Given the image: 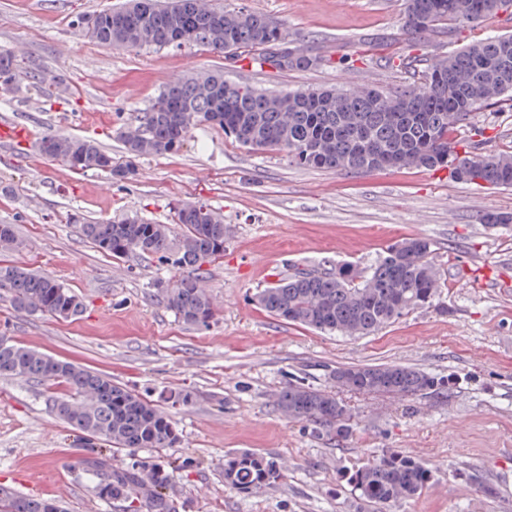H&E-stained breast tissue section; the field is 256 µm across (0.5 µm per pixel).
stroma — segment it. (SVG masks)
Wrapping results in <instances>:
<instances>
[{"instance_id": "stroma-1", "label": "stroma", "mask_w": 512, "mask_h": 512, "mask_svg": "<svg viewBox=\"0 0 512 512\" xmlns=\"http://www.w3.org/2000/svg\"><path fill=\"white\" fill-rule=\"evenodd\" d=\"M123 0H0V49L64 78L49 87L0 92V117L25 124L33 143L0 146V221L20 242L0 261L53 276L72 288L84 312L72 321L19 316L0 291V335L100 371L148 398L173 388L194 392L172 409L173 448L118 452L126 465L178 462L168 489L177 512H375L347 479L374 455L398 450L433 472L419 495L382 512H512V225L482 222L512 212V188L460 182L448 168L369 173L301 168L275 152H250L222 129L194 126L175 154L140 159L134 180L73 171L43 157L35 141L50 132L90 136L120 158L117 130L167 84L220 69L257 88L380 87L405 80V56L436 59L474 39L512 32L501 13L478 28L411 42L400 26L405 0H213L227 10L266 13L321 65L278 73L250 54L228 59L197 47L126 51L81 36L78 15ZM457 151L512 150V103L473 112L455 128ZM176 200L224 213V257L205 282L214 315L183 324L154 283L170 270L100 254L66 221H101L133 211L169 222ZM431 243L441 274L432 305L371 336L341 337L275 319L254 297L295 266L342 262L367 269L404 237ZM401 363L449 379L450 388L414 399L338 391L355 431L331 442L285 418L277 395L288 380L333 389L331 369ZM47 389L0 378V487L54 498L64 512H122L101 502L79 466L76 432L47 406ZM252 450L285 468L284 480L251 495L224 482V456Z\"/></svg>"}]
</instances>
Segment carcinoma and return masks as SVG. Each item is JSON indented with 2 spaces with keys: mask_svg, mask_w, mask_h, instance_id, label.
I'll use <instances>...</instances> for the list:
<instances>
[{
  "mask_svg": "<svg viewBox=\"0 0 512 512\" xmlns=\"http://www.w3.org/2000/svg\"><path fill=\"white\" fill-rule=\"evenodd\" d=\"M506 11L502 0H406L402 33L415 38L445 31L450 22L475 26ZM90 26L76 30L91 41L118 49H179L199 46L235 57L254 52L262 65L278 72L307 70L318 58L294 44L278 21L246 8H202L199 0H128L117 8L89 14ZM420 69L419 81L399 88L323 87L262 90L224 76L202 72L170 84L121 132L125 156L112 154L96 141L47 134L41 151L78 171H101L116 181L136 175V161L179 152L190 129L216 124L240 146L283 151L290 162L306 168L367 173L384 168L447 167L450 177L482 180L493 188L512 187V154L459 155L450 132L478 108L507 99L512 102V33L473 41L435 60L419 56L405 62ZM20 92L29 84L59 85L62 79L24 67L0 49V88ZM172 223L160 224L137 214L117 220L70 221L80 235L113 258L138 255L178 271L173 282L155 286L165 307L187 325L205 326L213 317L202 287L204 265L224 257V217L202 202H177ZM430 242L404 237L387 248L367 276L341 263L327 271H294L255 295L261 310L288 323L341 336H368L409 312L430 305L440 279L429 258ZM0 288L7 290L14 311L61 320L75 319L83 303L52 276L15 264L0 265ZM0 377L32 379L52 388L49 409L78 432L88 448L108 452L153 448L163 452L179 440L176 424L163 405L192 403L184 389L148 400L111 377L76 363L55 359L0 336ZM336 388L363 394L413 398L445 388V379L400 364L338 367L330 372ZM279 410L310 426L327 440L352 435L351 413L333 391L297 380L279 392ZM94 481L97 497L118 503L124 512H176L166 494L170 465L133 462L114 467L96 452L79 461ZM283 479L271 458L244 450L224 460V483L253 494ZM431 471L395 451L364 463L348 478L367 503L384 507L422 493ZM50 499L19 496L0 488V512H48Z\"/></svg>",
  "mask_w": 512,
  "mask_h": 512,
  "instance_id": "obj_1",
  "label": "carcinoma"
}]
</instances>
